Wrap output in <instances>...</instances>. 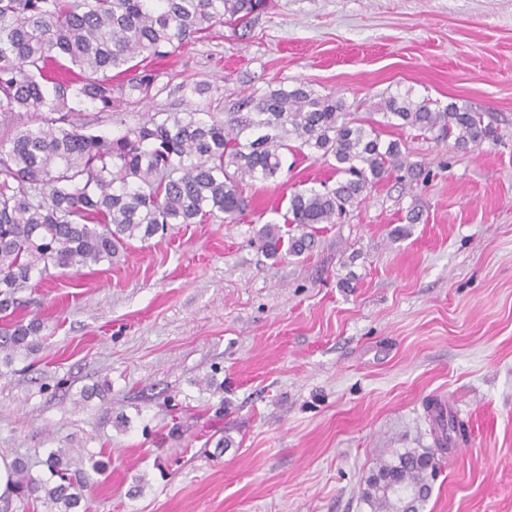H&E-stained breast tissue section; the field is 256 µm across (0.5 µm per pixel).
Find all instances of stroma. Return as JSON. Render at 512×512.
<instances>
[{
	"mask_svg": "<svg viewBox=\"0 0 512 512\" xmlns=\"http://www.w3.org/2000/svg\"><path fill=\"white\" fill-rule=\"evenodd\" d=\"M152 66L163 92L83 110L94 132L302 83L362 120L390 94L467 104L491 133L383 127L426 179L384 180L298 256L255 239L294 190L335 186L307 152L247 182L235 222L33 279L15 317L42 322L34 348L0 352V456L37 477L48 449L103 452L87 512H370L366 476L434 447L438 399L465 431L423 512H512V0H270L247 35L218 24Z\"/></svg>",
	"mask_w": 512,
	"mask_h": 512,
	"instance_id": "obj_1",
	"label": "stroma"
}]
</instances>
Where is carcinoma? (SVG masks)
<instances>
[{
    "mask_svg": "<svg viewBox=\"0 0 512 512\" xmlns=\"http://www.w3.org/2000/svg\"><path fill=\"white\" fill-rule=\"evenodd\" d=\"M267 0H0V115H34L36 125L0 139V313L16 309L19 293L49 269L112 262L129 241L148 240L170 224H194L216 213L233 221L249 207L243 182L276 180L282 151L299 142L335 161L345 178L290 194L285 221L301 231L284 237L267 223L257 232L269 257L301 254L317 224L357 206L394 173L420 175L399 140L384 142L380 121L354 117L333 94L300 83L251 93L220 119L208 108L156 112L108 137L74 118L76 99L110 112L125 97L140 101L165 90L159 73L136 61L157 58L215 23L246 27ZM387 125L454 138L461 147L488 135L483 113L429 98L390 95L380 105ZM41 322L0 327V351L31 349ZM437 448L408 449L370 472L363 498L371 512H422L447 451L461 431L454 415L434 406ZM35 479L14 462L15 492L43 495L50 512H80L87 483L76 478L62 448Z\"/></svg>",
    "mask_w": 512,
    "mask_h": 512,
    "instance_id": "obj_1",
    "label": "carcinoma"
}]
</instances>
